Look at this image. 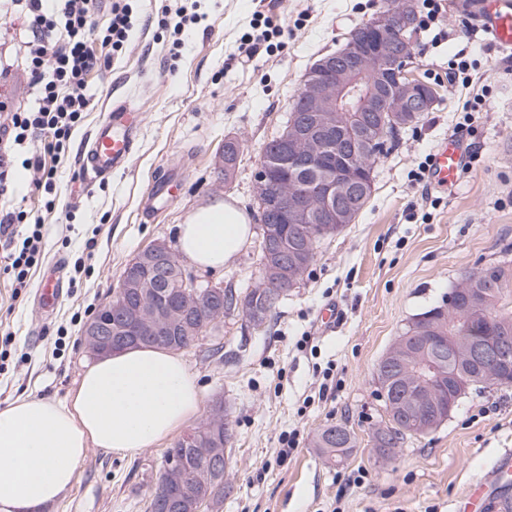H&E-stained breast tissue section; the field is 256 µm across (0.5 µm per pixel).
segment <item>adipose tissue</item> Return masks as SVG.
I'll return each instance as SVG.
<instances>
[{"label": "adipose tissue", "mask_w": 512, "mask_h": 512, "mask_svg": "<svg viewBox=\"0 0 512 512\" xmlns=\"http://www.w3.org/2000/svg\"><path fill=\"white\" fill-rule=\"evenodd\" d=\"M254 235L250 216L218 201L177 235L179 254L219 271ZM202 406L197 377L178 352L139 345L86 366L65 401L27 395L0 408V512H38L72 487L87 448H155Z\"/></svg>", "instance_id": "obj_1"}]
</instances>
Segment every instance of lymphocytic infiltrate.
Segmentation results:
<instances>
[{
    "label": "lymphocytic infiltrate",
    "mask_w": 512,
    "mask_h": 512,
    "mask_svg": "<svg viewBox=\"0 0 512 512\" xmlns=\"http://www.w3.org/2000/svg\"><path fill=\"white\" fill-rule=\"evenodd\" d=\"M8 2L10 15L28 22L13 64L31 78L26 103L0 101V273L19 294L29 288L32 271L42 259L43 224L39 215L15 205L10 189L14 169L32 171L44 209H54L57 166L89 110L90 79L125 50L139 6L138 0H107V12L100 19L96 0ZM202 19L192 0L163 8L158 24L172 37L171 56H178L185 31ZM448 80L467 90L464 111L484 109L489 86L473 73L467 59L449 60Z\"/></svg>",
    "instance_id": "f902f5d3"
}]
</instances>
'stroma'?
<instances>
[{
  "instance_id": "stroma-1",
  "label": "stroma",
  "mask_w": 512,
  "mask_h": 512,
  "mask_svg": "<svg viewBox=\"0 0 512 512\" xmlns=\"http://www.w3.org/2000/svg\"><path fill=\"white\" fill-rule=\"evenodd\" d=\"M143 0L128 49L95 74L91 105L58 168L54 211L43 213V261L33 279L60 268L65 287L56 309L43 313L35 289L14 296L0 275V330L13 340L0 360V407L34 393L63 400L92 357L87 323L112 300L130 261L147 247L176 246L179 224L215 201H232L258 219L255 174L265 144L284 130L309 67L336 51L384 0H199L204 20L183 36L171 60L169 36L157 25L162 6ZM448 36L435 45L417 31L413 75L436 91L425 119L402 131L398 147L375 168L369 203L354 223L319 241L299 282L258 331L229 317L216 337L184 349L203 395L191 432L222 403L233 427L224 480L232 484L218 512H455L492 462L512 449V386L470 389L437 429L408 438L380 457L370 432L386 420L378 392L381 358L413 316L439 304L460 278L499 261L512 262V63L490 40L460 35L475 24L472 0H443ZM284 29L271 53L244 57L243 36L256 13ZM464 53L491 89V104L464 120L465 90L442 80L448 60ZM141 110V129L128 167L84 186L83 147L113 101ZM474 130L480 158L447 189L421 192L412 179L438 141ZM240 154L224 175V143ZM170 175L168 201L149 206L147 191ZM261 235L235 261L213 273L185 264L203 284L241 292L259 280ZM336 308V324L323 312ZM220 354H213L214 345ZM328 392H321V384ZM346 425L356 446L336 465L313 439ZM300 445L281 455V439ZM167 446L121 456L89 448L73 488L44 512H147L164 470ZM359 483H351V476Z\"/></svg>"
}]
</instances>
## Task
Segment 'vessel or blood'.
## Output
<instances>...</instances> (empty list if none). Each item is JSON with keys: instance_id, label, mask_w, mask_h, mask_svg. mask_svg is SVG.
<instances>
[{"instance_id": "1", "label": "vessel or blood", "mask_w": 512, "mask_h": 512, "mask_svg": "<svg viewBox=\"0 0 512 512\" xmlns=\"http://www.w3.org/2000/svg\"><path fill=\"white\" fill-rule=\"evenodd\" d=\"M481 26L503 51H512V0H477ZM140 131V115L128 102L112 104L93 129L83 151L80 179L93 185L128 166ZM465 159V146L456 138H445L434 149L428 177L431 185L445 187L458 178ZM62 281L51 273L37 289L38 303L53 310L62 296Z\"/></svg>"}]
</instances>
